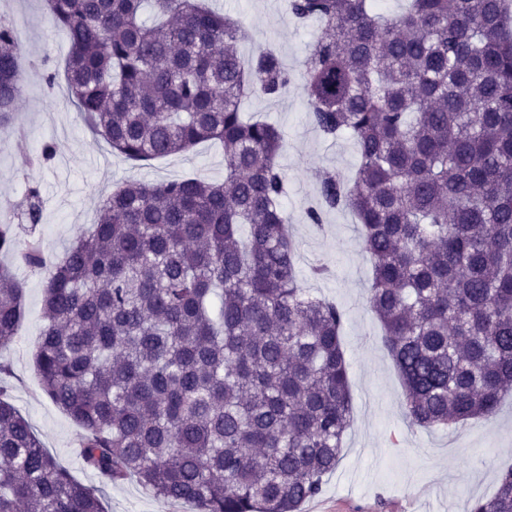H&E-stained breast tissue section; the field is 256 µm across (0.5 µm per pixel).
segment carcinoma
Returning a JSON list of instances; mask_svg holds the SVG:
<instances>
[{"mask_svg": "<svg viewBox=\"0 0 512 512\" xmlns=\"http://www.w3.org/2000/svg\"><path fill=\"white\" fill-rule=\"evenodd\" d=\"M90 132L132 162L217 140L224 181H128L51 263L34 363L102 484L137 481L198 512H301L336 471L352 417L343 307L301 285L279 164L284 134L248 97L298 83L311 125L358 166L318 173L307 218L350 210L372 264L368 305L422 428L489 418L512 392V35L506 0H288L322 31L299 74L205 0H45ZM0 19V128L23 87ZM26 189L21 223L39 224ZM25 264L45 266L36 242ZM25 288L0 264V346ZM0 365V512H105L10 401ZM470 512H512V468Z\"/></svg>", "mask_w": 512, "mask_h": 512, "instance_id": "carcinoma-1", "label": "carcinoma"}]
</instances>
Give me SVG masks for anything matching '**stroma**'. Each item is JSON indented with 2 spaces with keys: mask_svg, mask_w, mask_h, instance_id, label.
<instances>
[{
  "mask_svg": "<svg viewBox=\"0 0 512 512\" xmlns=\"http://www.w3.org/2000/svg\"><path fill=\"white\" fill-rule=\"evenodd\" d=\"M210 4L248 28L250 38L240 47L243 56L268 46L293 72L321 31L318 21L297 23L285 0ZM0 18L13 25L24 48L23 94L12 126L0 130V223L16 221L27 187L39 185L43 211L35 235L48 260L60 257L79 232L96 223L101 199L119 183L189 175L223 180L224 153L210 141L140 167L112 153L65 100L64 78L51 87L45 82L50 69L63 68L69 42L50 20L44 0H0ZM243 109L286 134L279 158L288 179L284 206L299 245L304 287L347 311L341 339L350 365L352 423L336 471L302 512H469L512 468V395L504 397L492 417L469 420L456 430L408 426L401 379L383 345L382 328L367 307L371 264L356 219L343 209L326 213L318 226L306 217L307 206L318 198L319 170L353 173L357 152L352 140H325L309 124L294 86L274 100H245ZM50 141L57 148L55 158L45 165L30 163V152ZM322 262L329 264L330 275L311 277V268ZM17 274L25 287V315L13 342L0 348V363L9 368L10 398L63 466L79 481L96 483V475L75 454V424L43 393L33 363L43 326L45 274L23 267ZM103 494L107 512H195L193 504L159 499L132 480L105 486Z\"/></svg>",
  "mask_w": 512,
  "mask_h": 512,
  "instance_id": "obj_1",
  "label": "stroma"
}]
</instances>
